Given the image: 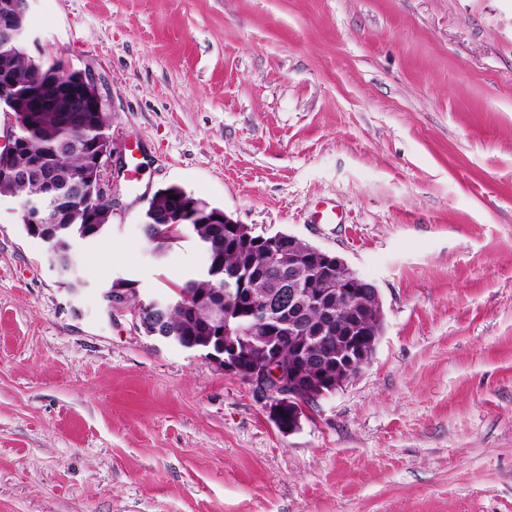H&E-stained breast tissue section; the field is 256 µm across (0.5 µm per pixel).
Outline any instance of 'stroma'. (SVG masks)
I'll return each mask as SVG.
<instances>
[{"instance_id":"35a3bbf8","label":"stroma","mask_w":512,"mask_h":512,"mask_svg":"<svg viewBox=\"0 0 512 512\" xmlns=\"http://www.w3.org/2000/svg\"><path fill=\"white\" fill-rule=\"evenodd\" d=\"M28 27L139 173L105 162L74 290L0 199V512H512V0H29ZM172 184L380 293L370 363L294 431L104 308L206 267L144 237Z\"/></svg>"}]
</instances>
